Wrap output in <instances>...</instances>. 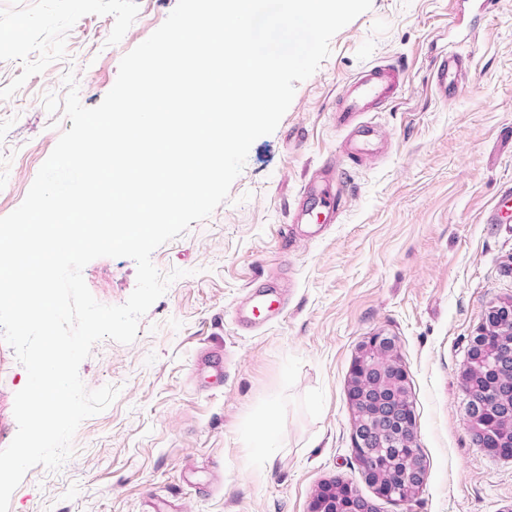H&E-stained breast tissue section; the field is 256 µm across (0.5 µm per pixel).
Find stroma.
Segmentation results:
<instances>
[{
  "instance_id": "stroma-1",
  "label": "stroma",
  "mask_w": 512,
  "mask_h": 512,
  "mask_svg": "<svg viewBox=\"0 0 512 512\" xmlns=\"http://www.w3.org/2000/svg\"><path fill=\"white\" fill-rule=\"evenodd\" d=\"M177 0H0V217L25 199L72 123L43 97L73 72L99 105L121 58ZM465 66L441 99L432 62ZM403 68L396 101L364 115L375 147L345 157L336 117L347 84L373 65ZM333 166L348 195L336 221L298 219L300 190ZM184 270L129 344L103 340L80 365L88 389L119 395L84 420L59 470L36 466L9 512H308L340 480L376 512H512V458L473 442L460 371L491 306L512 298V0H372L331 40L276 130L251 146L227 199L158 247ZM97 301L126 302L132 259L83 270ZM281 303L244 327L251 292ZM393 337L408 372L428 468L409 502L376 496L356 461L347 380L359 345ZM220 354L224 377L198 365ZM25 368L0 342V449L17 432Z\"/></svg>"
}]
</instances>
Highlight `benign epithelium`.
I'll list each match as a JSON object with an SVG mask.
<instances>
[{
    "label": "benign epithelium",
    "instance_id": "benign-epithelium-1",
    "mask_svg": "<svg viewBox=\"0 0 512 512\" xmlns=\"http://www.w3.org/2000/svg\"><path fill=\"white\" fill-rule=\"evenodd\" d=\"M487 322L512 331V300H505L491 307ZM388 381L397 391L398 399L383 403L372 401L371 386L374 382ZM408 376L397 358L395 339L378 334L369 337L359 347L348 379L351 406V430L354 447L364 450L363 467L373 473L371 441L386 435L390 440L409 449L403 460L407 484L421 490L427 480L425 464L416 451V422L403 417V404L407 401ZM343 484L333 480L324 483L312 500L309 512H326L327 506L336 503V494Z\"/></svg>",
    "mask_w": 512,
    "mask_h": 512
}]
</instances>
